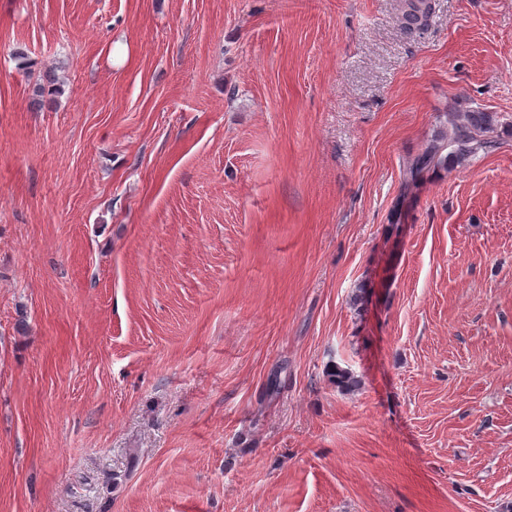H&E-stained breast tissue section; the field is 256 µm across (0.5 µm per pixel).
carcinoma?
<instances>
[{"mask_svg":"<svg viewBox=\"0 0 512 512\" xmlns=\"http://www.w3.org/2000/svg\"><path fill=\"white\" fill-rule=\"evenodd\" d=\"M429 0H407L404 29L411 33L421 26L418 19L426 14ZM494 126L486 112H470L456 102L448 104V134L441 140L430 142L417 157L408 162L405 186L414 184L426 169L450 161L463 164L479 152L492 146ZM336 385L344 390L358 387L359 380L346 369L334 366L330 370Z\"/></svg>","mask_w":512,"mask_h":512,"instance_id":"obj_1","label":"carcinoma"}]
</instances>
